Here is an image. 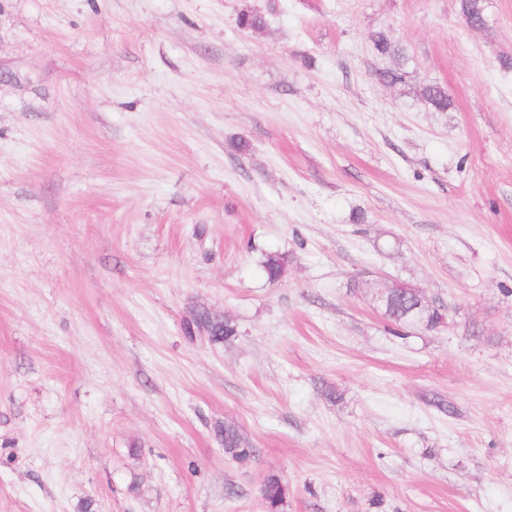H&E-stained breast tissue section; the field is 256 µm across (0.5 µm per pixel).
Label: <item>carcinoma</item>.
Wrapping results in <instances>:
<instances>
[{
    "mask_svg": "<svg viewBox=\"0 0 512 512\" xmlns=\"http://www.w3.org/2000/svg\"><path fill=\"white\" fill-rule=\"evenodd\" d=\"M460 11L468 26H485L483 0H460ZM237 24L245 30H259L265 21L257 13L239 15ZM372 42L378 55L395 61V67L377 70L380 80L396 83L402 80L401 66L406 61L402 48L393 43L385 34L372 36ZM421 99L436 112H446L450 105L447 90L438 83L427 84L420 91ZM263 268L272 281L279 280L286 272L288 255L267 254L262 262ZM420 290L402 283L398 288H389L382 295L384 315L393 323L416 327L426 331L436 330L448 322V308L442 304L424 303L419 297ZM189 338L200 336L212 345H222L238 335L237 326L229 319L217 316L206 309L196 312L191 325L184 328ZM217 436L224 445V454L238 463H244L256 456V448L243 436L239 428L226 423L218 428ZM266 512H281L286 501L288 488L276 476L267 477L260 489Z\"/></svg>",
    "mask_w": 512,
    "mask_h": 512,
    "instance_id": "cac0c4a2",
    "label": "carcinoma"
}]
</instances>
